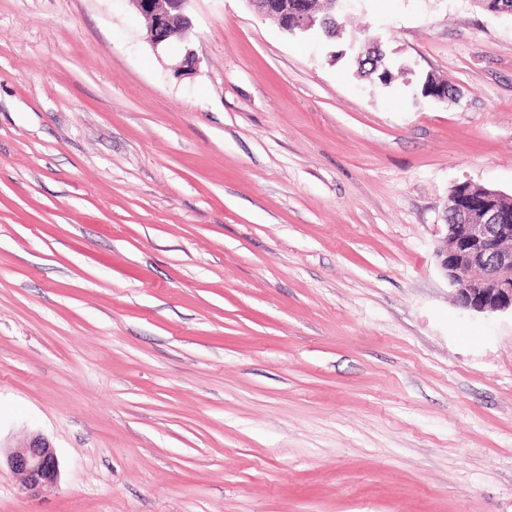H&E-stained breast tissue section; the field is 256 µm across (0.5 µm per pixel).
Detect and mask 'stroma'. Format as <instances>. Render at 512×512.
Wrapping results in <instances>:
<instances>
[{
	"label": "stroma",
	"mask_w": 512,
	"mask_h": 512,
	"mask_svg": "<svg viewBox=\"0 0 512 512\" xmlns=\"http://www.w3.org/2000/svg\"><path fill=\"white\" fill-rule=\"evenodd\" d=\"M188 14L0 0V446L60 468L0 512H512V314L436 257L454 185L512 197V16ZM191 0H131L145 21L147 40L153 47L165 45L175 34V22L181 21L183 33L191 27L186 14Z\"/></svg>",
	"instance_id": "obj_1"
}]
</instances>
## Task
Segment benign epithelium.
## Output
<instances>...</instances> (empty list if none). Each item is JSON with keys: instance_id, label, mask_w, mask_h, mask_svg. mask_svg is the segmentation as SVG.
Masks as SVG:
<instances>
[{"instance_id": "1", "label": "benign epithelium", "mask_w": 512, "mask_h": 512, "mask_svg": "<svg viewBox=\"0 0 512 512\" xmlns=\"http://www.w3.org/2000/svg\"><path fill=\"white\" fill-rule=\"evenodd\" d=\"M145 21L147 40L154 47L165 45L175 34V22L187 32L190 0H131ZM260 15L276 19L288 33L305 32L317 25L312 11L301 2L293 11L278 0H248ZM445 214L455 217L447 225L445 244L436 255L439 267L455 292L456 304L466 312L512 313V223L485 197L474 198L453 190ZM8 468L19 477L23 490L36 495L57 482L59 461L42 438L9 449Z\"/></svg>"}]
</instances>
